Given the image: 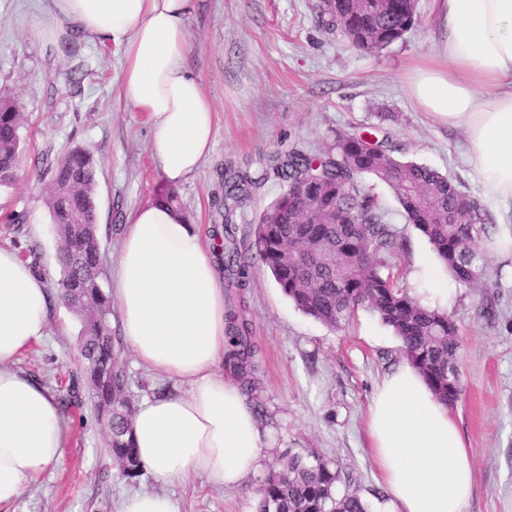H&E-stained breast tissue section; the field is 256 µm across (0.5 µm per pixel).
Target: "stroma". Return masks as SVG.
Returning <instances> with one entry per match:
<instances>
[{
  "mask_svg": "<svg viewBox=\"0 0 512 512\" xmlns=\"http://www.w3.org/2000/svg\"><path fill=\"white\" fill-rule=\"evenodd\" d=\"M316 2L195 0L186 21V63L213 103L216 137L199 170L172 189L148 151L146 115L121 94V47L77 31L45 41L35 28L50 0H0V95L13 98L24 114L23 169L11 187L0 188V247L35 253L41 269L54 266L58 242L43 172L81 148L96 164L97 229L107 270L116 266L129 212L171 190L202 237L217 236L230 167L259 180L237 210L234 229L238 246L252 253L260 214L286 187L274 158L294 149L323 153L337 133L369 125L390 132L397 157L450 175L495 220L498 206L468 161L464 131L420 110L407 92L417 68L448 63L438 0H418L404 39L376 54L319 26ZM374 191L402 232L404 282L419 288V262L432 248L399 215L386 186ZM14 213L23 214L22 223L8 222ZM482 256L485 285H454L448 306L462 344V392L450 411L473 457L468 512H512V258L487 249ZM220 283L225 312L246 325L254 344L258 372L246 397L272 439L263 469L289 453L322 456L341 468L370 512H384L391 495L369 457L367 419L377 385L401 362L399 338L364 310L345 329L325 327L299 311L258 262L244 280L224 272ZM49 306L48 335L13 367L63 404L70 434L62 464L0 512H118L125 495L156 484L147 473L133 484L118 475L88 389L79 393L80 408H66L70 381L84 370L82 323L57 300ZM117 349L134 401L174 389L173 380L137 365L128 341ZM260 480L254 474L228 490L202 477L173 482L168 490L180 512H254Z\"/></svg>",
  "mask_w": 512,
  "mask_h": 512,
  "instance_id": "obj_1",
  "label": "stroma"
}]
</instances>
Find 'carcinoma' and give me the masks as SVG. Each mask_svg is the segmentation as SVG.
Instances as JSON below:
<instances>
[{
	"label": "carcinoma",
	"instance_id": "carcinoma-1",
	"mask_svg": "<svg viewBox=\"0 0 512 512\" xmlns=\"http://www.w3.org/2000/svg\"><path fill=\"white\" fill-rule=\"evenodd\" d=\"M417 0H319L322 28L344 33L365 52L382 51L412 27ZM23 113L0 97V187L14 183L22 165ZM388 134L353 131L336 134L320 155L292 150L275 158L287 182L285 192L260 214L256 254L222 247L224 271L244 278L258 259L284 294L304 314L331 330L349 324L363 308L390 327L401 354L423 377L435 397L454 405L461 394L459 328L441 309L423 306L402 284L400 231L381 206L369 179L386 185L399 213L428 241L440 262L460 284L482 283L481 235L487 234L475 201L452 177L430 166L394 156ZM46 199L58 239L61 277L57 299L83 324L80 346L92 395L107 428L108 451L119 475L141 476L144 464L131 437L135 405L130 376L115 353L112 297L105 290L106 270L93 207L95 164L75 149L48 167ZM256 179L234 174L224 179V232L233 236L236 210L250 197ZM247 329L230 320L225 364L241 374L255 370ZM341 471L320 458L283 457L259 485L257 512H369L353 492L338 494Z\"/></svg>",
	"mask_w": 512,
	"mask_h": 512
}]
</instances>
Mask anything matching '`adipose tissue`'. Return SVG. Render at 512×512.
<instances>
[{
  "label": "adipose tissue",
  "mask_w": 512,
  "mask_h": 512,
  "mask_svg": "<svg viewBox=\"0 0 512 512\" xmlns=\"http://www.w3.org/2000/svg\"><path fill=\"white\" fill-rule=\"evenodd\" d=\"M194 0H52L46 37L78 29L124 48L122 90L151 127L149 151L168 185L211 152L214 107L185 63ZM448 67L420 70L419 106L463 128L470 162L499 203L494 253L512 255V0H441ZM48 275L0 248V505L58 466L67 428L55 397L12 362L49 322ZM112 300L138 362L180 391L146 397L132 438L154 480L207 478L238 487L256 473L266 436L239 384L219 373L229 318L210 242L175 206L149 201L128 217ZM372 460L389 512H467L471 451L446 405L411 365L395 367L369 407Z\"/></svg>",
  "instance_id": "ef3b65f1"
}]
</instances>
